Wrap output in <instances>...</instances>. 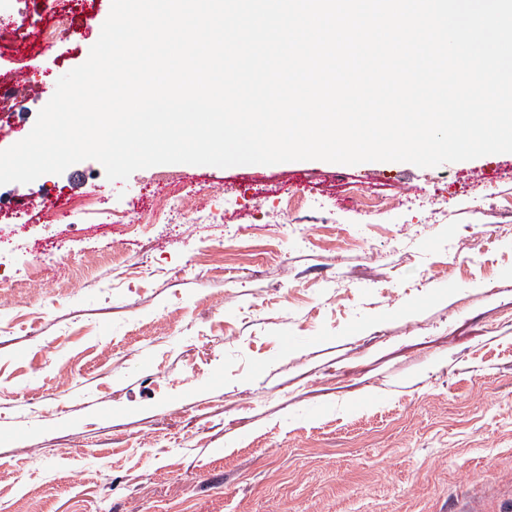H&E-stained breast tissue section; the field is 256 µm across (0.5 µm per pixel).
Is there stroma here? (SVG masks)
<instances>
[{"label": "stroma", "mask_w": 512, "mask_h": 512, "mask_svg": "<svg viewBox=\"0 0 512 512\" xmlns=\"http://www.w3.org/2000/svg\"><path fill=\"white\" fill-rule=\"evenodd\" d=\"M28 7L0 72L45 89L111 0L47 56L56 4ZM49 99L0 100V150ZM176 183L213 219L154 223ZM94 192L144 237L81 215L43 285L11 277L65 230L22 197ZM3 224L27 251L0 242V512H512V153L124 181L85 160L0 185Z\"/></svg>", "instance_id": "35a3bbf8"}]
</instances>
